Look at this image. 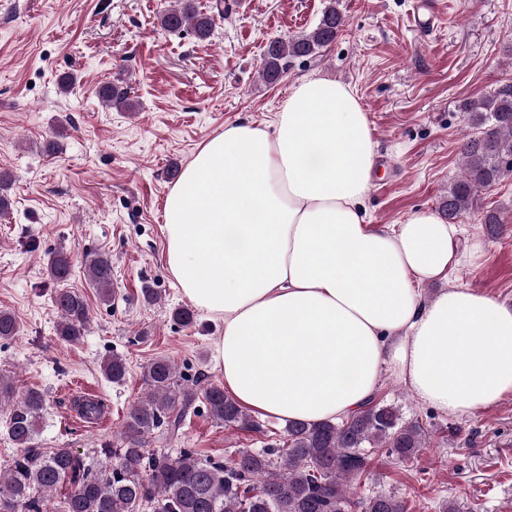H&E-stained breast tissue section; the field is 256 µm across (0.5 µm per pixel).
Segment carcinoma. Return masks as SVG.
Wrapping results in <instances>:
<instances>
[{
  "label": "carcinoma",
  "instance_id": "1",
  "mask_svg": "<svg viewBox=\"0 0 512 512\" xmlns=\"http://www.w3.org/2000/svg\"><path fill=\"white\" fill-rule=\"evenodd\" d=\"M179 6L165 9L160 27L168 32L191 29L200 39L210 36L217 14L202 12L192 0H175ZM346 24L332 0L311 30L271 41L265 47L260 73L268 84L278 82L293 59L317 56L332 44ZM105 106L133 108L128 92L113 83L99 88ZM463 124L476 130L463 146L462 172L448 187L441 208L450 220L473 213L484 190L512 173V82L495 92L463 104ZM92 285L100 301L112 302V260L100 252L85 255ZM49 276L58 284L72 274L69 256L50 253ZM59 336L77 342L87 330L89 308L85 298L68 288L56 291ZM16 317L0 310V340L16 336ZM103 371L116 383L126 376V363L117 354L108 358ZM147 393L125 415L123 446L101 448L83 456L70 448L47 450L36 446L39 421L46 405L43 391L31 388L14 400L11 384L0 377V404L12 403L6 420L11 441L20 448L11 469L0 474V512H44L45 495L68 487L57 512H404L393 493L355 496L350 482L368 473L370 456L384 452L400 462L416 457L426 447L424 427L402 423L392 408L375 398L345 421L304 423L290 421L283 443L259 450H244L223 464L203 459L189 448L157 454L145 447L146 437L163 429L178 434L196 402L204 404L218 424L253 432L263 425L242 407L224 387L196 379L183 385L172 363L156 358L143 368ZM88 421L106 412L100 399L78 401Z\"/></svg>",
  "mask_w": 512,
  "mask_h": 512
}]
</instances>
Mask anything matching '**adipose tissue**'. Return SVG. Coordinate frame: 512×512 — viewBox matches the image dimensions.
I'll list each match as a JSON object with an SVG mask.
<instances>
[{
    "instance_id": "obj_1",
    "label": "adipose tissue",
    "mask_w": 512,
    "mask_h": 512,
    "mask_svg": "<svg viewBox=\"0 0 512 512\" xmlns=\"http://www.w3.org/2000/svg\"><path fill=\"white\" fill-rule=\"evenodd\" d=\"M378 153L354 89L308 78L271 123H225L170 190L167 269L223 320L213 360L244 407L333 422L385 373L454 416L512 392V304L425 296L457 264L460 230L429 209L372 223Z\"/></svg>"
}]
</instances>
